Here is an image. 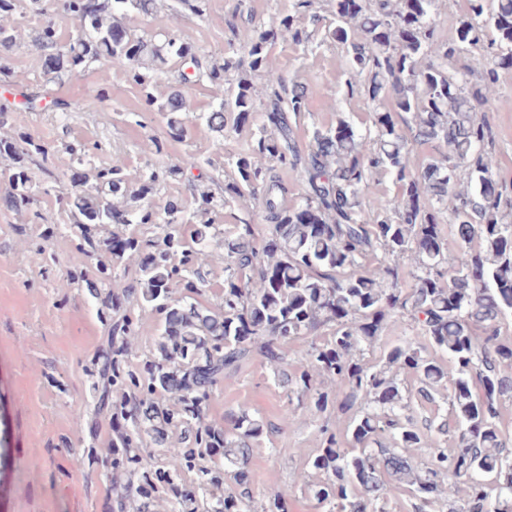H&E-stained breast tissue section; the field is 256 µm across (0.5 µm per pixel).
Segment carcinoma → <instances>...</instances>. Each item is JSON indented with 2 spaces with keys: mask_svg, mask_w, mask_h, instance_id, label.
I'll use <instances>...</instances> for the list:
<instances>
[{
  "mask_svg": "<svg viewBox=\"0 0 512 512\" xmlns=\"http://www.w3.org/2000/svg\"><path fill=\"white\" fill-rule=\"evenodd\" d=\"M438 2L329 0L328 35L363 77L372 129L361 132L338 111L336 125L315 130L303 151L289 114L307 111L315 89L286 85L270 51L280 41L308 43L304 21L320 20L313 0H293L288 14L246 35L220 62L177 30L159 45L132 36L116 12L129 5L148 16L154 0H45L41 12L60 7L82 28L61 47L45 22V76L99 62L101 100L119 64L174 140L186 137L192 118L184 88L205 79L226 85L225 97L199 119L219 134L257 129L251 152L231 159L224 201L259 200L262 239L250 223L224 234L206 219L212 194L195 185L191 213L177 200L153 201L167 180L201 167L194 154L161 161L134 183L121 157L105 168L78 157V174L57 196L70 223L45 224L35 237L17 229L22 249L45 267L49 242L73 238L66 284L87 291L105 327L84 368L92 410L77 421L112 427V512H288V491L257 493L249 476L253 445L274 425L244 404L222 425L207 422L224 378L255 354L288 404L313 416L359 406L344 428L320 427V450L301 479L323 512H385L402 484L415 512L442 499L448 512H512V440L502 429L503 405L512 402V339L502 334L512 317V191L494 179L486 116L500 72L512 68V0H468L448 39L437 33ZM14 10V0H0V53L13 43ZM171 58L193 73L181 72L157 106L150 87ZM429 143L437 152L413 169L414 146ZM0 158L11 183L0 205L42 218L37 180L55 179L48 147L19 132L0 138ZM270 161L300 170L304 189L293 204ZM381 173L394 193L366 210L362 197ZM447 223L456 226L453 257L442 236ZM142 225L152 236L139 233ZM207 256L224 263L215 305L201 300ZM406 271L410 288L401 286ZM121 279L129 284L114 287ZM147 313L155 349L137 360L133 342ZM405 321L420 339L398 336L379 364L365 362L378 337ZM296 339L306 345L291 371L284 345ZM402 374L419 381L415 392L402 386ZM413 398L448 402L451 418L418 423L409 414Z\"/></svg>",
  "mask_w": 512,
  "mask_h": 512,
  "instance_id": "obj_1",
  "label": "carcinoma"
}]
</instances>
